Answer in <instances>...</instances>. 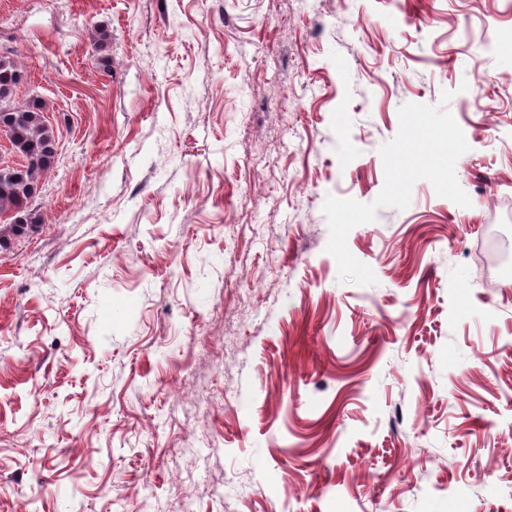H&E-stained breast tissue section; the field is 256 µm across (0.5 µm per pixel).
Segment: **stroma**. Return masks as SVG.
I'll use <instances>...</instances> for the list:
<instances>
[{
  "label": "stroma",
  "instance_id": "35a3bbf8",
  "mask_svg": "<svg viewBox=\"0 0 512 512\" xmlns=\"http://www.w3.org/2000/svg\"><path fill=\"white\" fill-rule=\"evenodd\" d=\"M1 47L57 156L0 512H512V0H0ZM111 40V32L104 25H101L97 27V29L93 30L89 43L92 51L97 56L99 65L106 73H108L110 67H112V58L107 53Z\"/></svg>",
  "mask_w": 512,
  "mask_h": 512
}]
</instances>
